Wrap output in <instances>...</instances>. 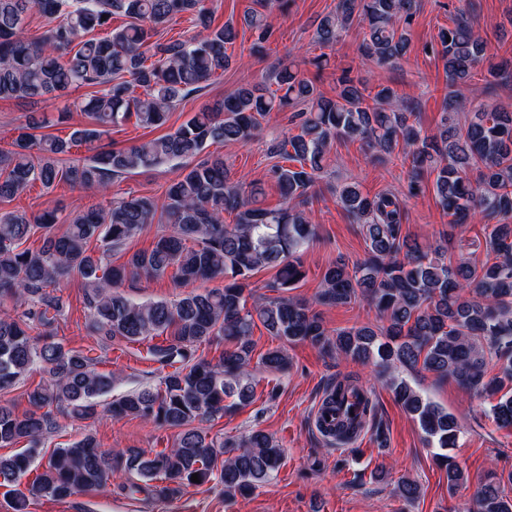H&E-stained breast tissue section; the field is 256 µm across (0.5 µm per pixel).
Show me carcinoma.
Returning a JSON list of instances; mask_svg holds the SVG:
<instances>
[{
  "mask_svg": "<svg viewBox=\"0 0 512 512\" xmlns=\"http://www.w3.org/2000/svg\"><path fill=\"white\" fill-rule=\"evenodd\" d=\"M256 2L259 9L249 24L256 35L253 51L259 52L273 34L272 12H286L289 0ZM416 8V0H338L321 18L317 38L329 47L357 25L364 30L362 54L393 65L406 54ZM34 10L48 24L32 37L26 24ZM184 13L194 15L201 30L159 39L165 24ZM115 15L127 21L104 37L92 36ZM233 39L231 26H212L206 0H0V99H56L75 88L92 89L61 113L64 118L82 112L90 125L73 129L67 139L38 136L34 131L49 120L32 113L9 147L0 146V200L13 199L37 181L47 189L62 181L101 198L69 213L61 233L54 231L56 208L33 218L0 212V392L34 371L47 375L25 391L24 412L0 406V447L28 444L15 455H0V485L29 475L36 446L57 429L59 419L95 418L99 399L112 391L114 373L97 368L102 356L71 348L57 336L67 307L58 288L70 276L83 284L85 325L99 350L108 351L116 341L145 343L149 359L158 364L157 385L130 391L104 408L114 418L178 430L170 448L119 455L86 432L54 449L42 471L24 489L13 490L14 512H27L32 499L65 500L98 491L116 473L138 477L128 484L130 493L149 490L162 497L194 485L195 473L202 485L222 486L228 498L270 481L282 460L273 436L255 429L218 442L202 427L253 400L252 363L268 372L287 364L282 347L254 357L253 330L259 323L283 343H308L388 375V387L418 420L427 445L442 449L436 460L451 487L467 481L446 453L462 427L400 370L431 372L452 379L472 397L497 398L489 417L499 428L512 427V107H479L462 127L455 119L466 109L463 88L476 67L487 63L494 80L512 68V58L493 60L462 13L441 30L433 51L444 61L449 92L441 123L430 134L410 122L412 108L393 88L343 74L336 97H326L289 60L273 71L274 90L266 84L240 87L161 136L119 148L102 143L108 131L131 120L143 128L164 126L178 104L231 64L226 44ZM294 104L305 106L294 114L298 133L272 145L280 157L270 169L282 198L279 207L262 204L258 184L233 179L222 154L188 164L212 143L249 141L266 117ZM345 138L359 140L379 162L403 153L411 195L421 191L424 172L434 173L435 197L451 223L490 220L484 236L490 259L454 264L444 249L401 236L403 204L397 198H371L355 180L333 187L340 207L361 225L367 254L351 265L338 260L327 268L316 302L335 307L365 299L377 312L375 330L331 331L306 301L286 295L304 279L301 256L315 239L307 216L310 190L323 177L331 146ZM82 146L90 155L59 166L60 156ZM161 165L177 170L162 209L147 196L106 200L113 179ZM226 213L233 223H224ZM155 222L170 231L156 235L151 249L130 254L124 264H110L112 252ZM38 230L41 247H24ZM263 269L275 271L267 287L278 296L250 304V278ZM142 275L179 284L222 278L224 287L174 301L135 302L121 288L126 279ZM7 300L14 305L4 306ZM161 336L162 342L152 343ZM203 343L224 344L219 361L197 357ZM339 412L344 421L332 432L321 430L323 437L347 442L368 423L382 438L373 392L351 376H338L327 386L317 417ZM508 486L512 470L493 475L464 512H512Z\"/></svg>",
  "mask_w": 512,
  "mask_h": 512,
  "instance_id": "obj_1",
  "label": "carcinoma"
}]
</instances>
